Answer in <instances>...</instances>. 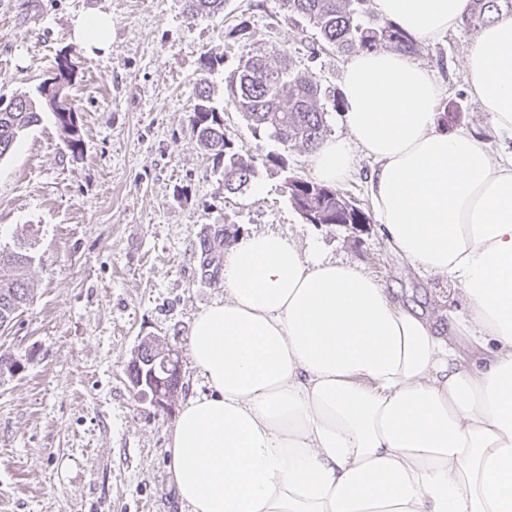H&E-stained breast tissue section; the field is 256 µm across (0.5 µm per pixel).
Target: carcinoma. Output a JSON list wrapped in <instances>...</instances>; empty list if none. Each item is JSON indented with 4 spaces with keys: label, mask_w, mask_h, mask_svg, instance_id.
<instances>
[{
    "label": "carcinoma",
    "mask_w": 512,
    "mask_h": 512,
    "mask_svg": "<svg viewBox=\"0 0 512 512\" xmlns=\"http://www.w3.org/2000/svg\"><path fill=\"white\" fill-rule=\"evenodd\" d=\"M227 0H186V15L217 16L224 13ZM292 13L319 30L320 47L341 53L377 50L385 47L414 55L418 44L388 21L370 10V0H288ZM512 16V0H471L464 25L481 28L499 18ZM221 57L206 53L194 85L195 104L189 115L193 136L215 159L224 163V191L236 193L255 174L252 161L234 149L224 133L221 110L214 105L208 75ZM75 68L66 55L56 59L51 76L37 87L36 94H20L9 101V112H0V159L8 155L27 129L41 122L48 110L53 115L63 142L74 156L83 152L77 108L67 90L74 85ZM226 104L243 113L253 132H265L285 147H301L309 152L326 137V112L321 107L319 84L307 72L292 67L285 51L257 49L230 75L225 86ZM288 198L307 224H368L370 217L346 193L323 185L310 187L299 176L286 178ZM238 229L224 225V238L207 239L200 244L202 281L216 284L222 269L221 249L233 242ZM33 256L28 243L0 247V327L12 324L30 303L28 270Z\"/></svg>",
    "instance_id": "carcinoma-1"
}]
</instances>
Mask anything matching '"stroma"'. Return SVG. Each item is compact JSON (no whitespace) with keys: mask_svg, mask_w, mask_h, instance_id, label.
Masks as SVG:
<instances>
[{"mask_svg":"<svg viewBox=\"0 0 512 512\" xmlns=\"http://www.w3.org/2000/svg\"><path fill=\"white\" fill-rule=\"evenodd\" d=\"M95 13L111 16L112 43L94 55L74 41L73 26ZM476 35L459 27L415 59L444 84L446 101L462 105L460 126L484 134L487 116L463 79ZM319 39L287 0H228L223 14L194 20L184 0H0V98L35 93L57 54H67L78 71L69 96L83 137L73 156L46 113L0 159V243L30 232L37 239L33 302L0 334V352L24 359L16 374L0 376V512H180L164 449L181 406L205 390L188 353L190 325L224 286L201 281L197 251L224 225L318 245L385 281L425 318L461 309L459 287L394 255L377 224L354 233L305 223L285 178L312 179L309 152L253 135L226 107L227 77L253 50L277 47L320 85L329 136L345 135L346 57L310 54ZM209 51L222 58L209 81L225 133L254 160V178L236 194L225 193L221 166L188 124ZM146 336L181 358L184 386L167 412L127 378Z\"/></svg>","mask_w":512,"mask_h":512,"instance_id":"1","label":"stroma"}]
</instances>
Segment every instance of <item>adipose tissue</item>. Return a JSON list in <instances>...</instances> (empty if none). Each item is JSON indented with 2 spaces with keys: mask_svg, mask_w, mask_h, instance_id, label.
I'll list each match as a JSON object with an SVG mask.
<instances>
[{
  "mask_svg": "<svg viewBox=\"0 0 512 512\" xmlns=\"http://www.w3.org/2000/svg\"><path fill=\"white\" fill-rule=\"evenodd\" d=\"M469 0H371L416 41L457 29ZM73 36L106 51L112 20ZM464 80L505 138L437 123L444 87L391 50L340 81L347 134L310 157L339 185L369 159L391 249L462 287L465 309L422 318L354 263L277 232L224 257V300L188 342L206 390L166 448L181 512H512V17L479 29Z\"/></svg>",
  "mask_w": 512,
  "mask_h": 512,
  "instance_id": "1",
  "label": "adipose tissue"
}]
</instances>
